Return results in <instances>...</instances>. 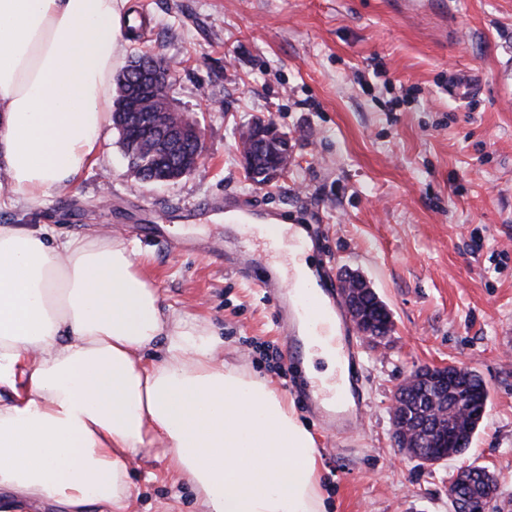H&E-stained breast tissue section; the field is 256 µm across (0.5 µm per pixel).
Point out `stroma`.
Returning <instances> with one entry per match:
<instances>
[{
    "label": "stroma",
    "mask_w": 512,
    "mask_h": 512,
    "mask_svg": "<svg viewBox=\"0 0 512 512\" xmlns=\"http://www.w3.org/2000/svg\"><path fill=\"white\" fill-rule=\"evenodd\" d=\"M119 66L175 62L172 105L203 130L199 169L173 183L131 173L107 127L95 163L66 192L0 197V224L62 234L109 230L146 258L164 306L206 320L225 363L271 380L312 433L326 512H456L448 486L468 466L495 475L486 512H512V0H128ZM382 70L384 79L374 78ZM257 117L288 137L277 182L245 179L238 139ZM257 208L303 228L316 264L370 282L392 330L363 342L368 413L331 444L267 350L284 349L275 307L226 269L241 245L289 264L288 249L227 228ZM456 363L488 390L468 451L403 456L391 404L418 367ZM153 448L131 462V512H203Z\"/></svg>",
    "instance_id": "35a3bbf8"
}]
</instances>
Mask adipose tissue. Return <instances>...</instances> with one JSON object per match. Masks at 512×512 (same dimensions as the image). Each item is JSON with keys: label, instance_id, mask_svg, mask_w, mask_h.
I'll use <instances>...</instances> for the list:
<instances>
[{"label": "adipose tissue", "instance_id": "adipose-tissue-1", "mask_svg": "<svg viewBox=\"0 0 512 512\" xmlns=\"http://www.w3.org/2000/svg\"><path fill=\"white\" fill-rule=\"evenodd\" d=\"M126 3L0 0V166L15 200L72 185L95 159ZM218 346L206 321L162 308L123 238L1 224L0 489L129 512V464L156 447L204 512H325L314 437Z\"/></svg>", "mask_w": 512, "mask_h": 512}]
</instances>
